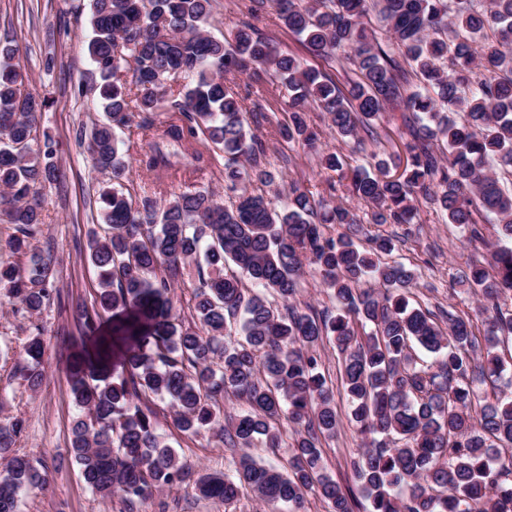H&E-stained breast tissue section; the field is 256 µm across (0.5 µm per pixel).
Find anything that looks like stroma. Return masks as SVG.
Segmentation results:
<instances>
[{
  "label": "stroma",
  "instance_id": "obj_1",
  "mask_svg": "<svg viewBox=\"0 0 512 512\" xmlns=\"http://www.w3.org/2000/svg\"><path fill=\"white\" fill-rule=\"evenodd\" d=\"M90 0H0V38L17 44L19 62L26 75L24 91L48 97L50 106L43 113L40 128L57 143L58 164L65 174L59 184L43 190L45 222L33 242L35 249L51 253L55 259L57 292L49 305L30 319L15 312L0 298V419L18 417L24 431L17 441L20 452L42 462L54 482L49 489L33 490L22 500L21 512H124L120 499L104 500L84 484L67 448L73 421L78 413L68 380V364L84 340V330L76 318L79 307L95 304L98 272L87 261V243L92 233H103L98 213V189L103 177L92 167L87 148L78 134L91 120L104 114L90 98L79 94V84L89 79L93 65L87 53L92 35L89 24ZM257 88L269 101L270 123L257 127L266 138L268 156L276 183L270 191L278 206H285L290 185L311 192L323 191L326 181L336 183L329 204H346L363 220H370L371 209L350 193L351 169L367 165L371 157L391 160L393 174L403 172L398 162L407 140L401 110L388 112L377 122V140H366L365 153H351L343 145L320 110H312L310 123L317 129L323 148L340 151L346 166L340 171L322 168L317 154L296 147L283 151L279 138L270 134V124L285 118L284 90L270 78L254 81L238 79V91ZM371 233L392 238V259L414 266L418 286L413 300L428 308L443 307L454 313L477 317L480 303L464 292L457 278L475 252L467 243L468 233L451 224L436 207L420 205L412 224L372 225ZM40 325L50 341L46 376L33 388L14 376L13 367L22 354L32 325ZM163 432L179 458L204 473L233 474L239 449L228 447L211 434L189 435L173 427L168 407L152 399ZM325 473L351 489L361 499L351 462L363 450L354 429L343 426L334 438L321 442ZM138 512H271L257 503L250 489H243L233 502L221 503L200 497L193 488L180 487L154 494L139 504Z\"/></svg>",
  "mask_w": 512,
  "mask_h": 512
}]
</instances>
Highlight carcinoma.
I'll list each match as a JSON object with an SVG mask.
<instances>
[{"mask_svg":"<svg viewBox=\"0 0 512 512\" xmlns=\"http://www.w3.org/2000/svg\"><path fill=\"white\" fill-rule=\"evenodd\" d=\"M91 7L87 51L98 79L90 91L106 120L86 135L93 168L108 176L98 195L107 231L88 241L99 272L96 308L76 317L94 330L100 312L132 306L143 330L123 377H112L106 339L71 366L80 414L69 451L88 488L103 499L120 496L128 512L188 484L222 502L249 488L291 512H305L314 493L330 512H353L346 489L322 473L320 439L342 424L317 358L327 342L338 354L350 423L369 439L351 463L363 512H512V396L497 385L500 335L512 333V313L499 304L512 294V246L496 245L490 261H471L459 277L486 301L482 327L450 313L442 328L432 312L410 305L416 269L383 260L395 249L392 238L356 243L363 227L353 210L296 186L287 210H277L264 192L275 180L267 142L250 125L268 119L263 96H243L229 81L251 70L280 80L289 121L275 132L291 148H316L307 120L314 107L345 144L359 146L375 137L373 124L389 105H402L411 128L404 173L390 175L380 159L351 178L353 196L373 207L371 223L410 224L422 199L467 229L471 244L485 243L481 213L512 240V194L487 167L494 160L512 173V0H248L224 40L206 31L212 0H92ZM270 9L311 58L329 63L344 52L359 79L344 92L319 68L282 54L256 27ZM372 12L385 43L367 26ZM18 55L0 40V217L15 225L14 249L28 260L23 271L0 264V292L32 317L50 303L54 273L51 255L28 242L44 224L41 189L61 174L56 145L37 124L46 101L22 92ZM414 78L419 86L410 92ZM153 112L168 120L145 166L161 181L175 179L201 169L198 145L212 144L224 154L232 205L205 187L171 191L161 204L130 191L116 130L134 126L146 135ZM329 224L337 235L326 232ZM192 263L195 328L173 313L170 297ZM307 269L335 312L288 304ZM370 279L383 290L363 287ZM415 345L433 354L431 364H418ZM45 354L35 324L15 364L32 387L45 378ZM475 382L490 389L478 392ZM151 397L166 402L178 430L210 431L241 449L235 474H197L182 462L159 432ZM221 398L248 410L226 421ZM282 419L295 434L285 471L249 454L260 444L282 447ZM22 430L19 418L0 423V512H18L22 496L46 486V469L16 450Z\"/></svg>","mask_w":512,"mask_h":512,"instance_id":"cac0c4a2","label":"carcinoma"}]
</instances>
